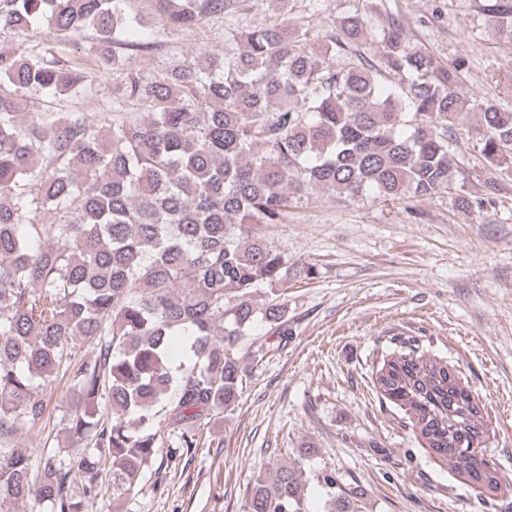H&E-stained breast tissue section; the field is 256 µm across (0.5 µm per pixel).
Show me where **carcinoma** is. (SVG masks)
Returning a JSON list of instances; mask_svg holds the SVG:
<instances>
[{"label":"carcinoma","instance_id":"1","mask_svg":"<svg viewBox=\"0 0 512 512\" xmlns=\"http://www.w3.org/2000/svg\"><path fill=\"white\" fill-rule=\"evenodd\" d=\"M129 2L0 0L1 30L91 32L117 77L107 111H51L41 101L84 95L90 72L59 52L0 49V437L44 432V392L61 375L70 391L53 447L0 448V512H90L129 497L158 458L208 444L205 429L240 403L247 361L288 335L286 304L258 307L253 293L288 268L258 227L285 223L296 196L413 202L449 189L448 132L472 111L485 162L512 171V109L465 98L463 68L396 19L349 12L319 45L281 0L247 31L233 24L238 0H151L164 32L224 18V49L147 79L131 56L160 33L128 40L141 22ZM489 23L512 38L508 10L492 4ZM491 205L457 197L466 213ZM259 319L268 332L251 338ZM180 336L191 355L174 366ZM376 384L436 458L498 489L483 407L455 367L411 348ZM307 481L300 457L259 472L247 512H302ZM317 482L336 512V478Z\"/></svg>","mask_w":512,"mask_h":512}]
</instances>
